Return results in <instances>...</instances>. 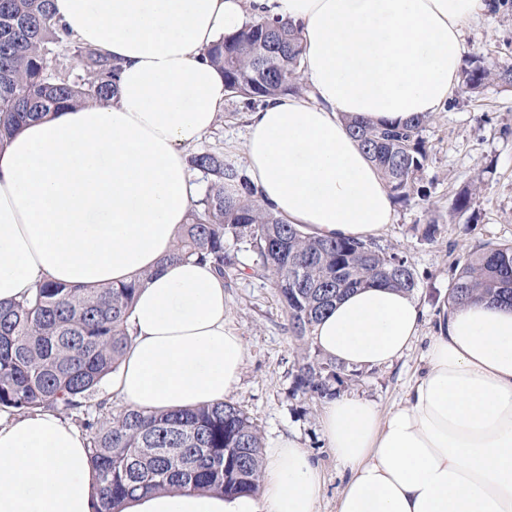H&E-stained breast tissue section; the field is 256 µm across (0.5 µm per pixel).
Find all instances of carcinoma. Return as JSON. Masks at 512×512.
Masks as SVG:
<instances>
[{"label":"carcinoma","instance_id":"carcinoma-1","mask_svg":"<svg viewBox=\"0 0 512 512\" xmlns=\"http://www.w3.org/2000/svg\"><path fill=\"white\" fill-rule=\"evenodd\" d=\"M298 28L279 19L246 24L204 56L224 73L229 94L254 110L302 86ZM119 66L74 43L54 18L53 0H0V146L32 119L50 111L108 103ZM512 86V68L477 60L462 70L465 93L487 84ZM429 116L403 124L353 119L351 134L380 170L391 199L426 200L420 187L429 154L423 131ZM189 169L205 188L191 207L172 258L209 264L222 278L241 274L239 253L253 258L251 275L277 291L288 333L302 343L294 390L333 396L336 364L313 346L314 328L337 300L384 283L413 294L417 272L402 252L370 241L314 239L257 199L254 184L210 150L188 153ZM476 187L451 201L467 212ZM449 288L455 305L481 300L512 303V242L485 243L457 261ZM140 281L119 288L42 282L31 293L0 303V411L49 409L74 420L89 441L97 473L92 512H123L127 498L169 488H203L223 495L259 489L262 438L249 415L232 402L147 412L112 408L103 385L130 342L129 317Z\"/></svg>","mask_w":512,"mask_h":512}]
</instances>
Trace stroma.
<instances>
[{
  "label": "stroma",
  "instance_id": "obj_1",
  "mask_svg": "<svg viewBox=\"0 0 512 512\" xmlns=\"http://www.w3.org/2000/svg\"><path fill=\"white\" fill-rule=\"evenodd\" d=\"M484 56L497 67H512V8L477 16L465 29L461 59ZM454 105L433 113L423 137L429 164L420 205H394V220L376 237L389 252H403L420 276L416 297L424 310L421 335L402 360L388 367L342 375L337 392L364 398L388 410L398 404L424 367L423 356L435 314L448 299L456 262L479 244L512 241V90L487 86L476 97L454 93ZM249 112L226 98L214 128L198 148L220 153L225 163L246 170L244 135ZM478 182L471 209L448 211V199L462 186ZM437 224L434 243L421 241L425 225ZM227 316L247 348L240 389L231 402L258 425L264 446L282 435L294 436L319 462L324 486L318 512H336L345 471L320 433L322 400L293 392L298 343L287 331V316L269 281L242 274L225 288Z\"/></svg>",
  "mask_w": 512,
  "mask_h": 512
}]
</instances>
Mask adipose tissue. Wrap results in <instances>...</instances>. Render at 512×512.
Returning <instances> with one entry per match:
<instances>
[{
	"instance_id": "ef3b65f1",
	"label": "adipose tissue",
	"mask_w": 512,
	"mask_h": 512,
	"mask_svg": "<svg viewBox=\"0 0 512 512\" xmlns=\"http://www.w3.org/2000/svg\"><path fill=\"white\" fill-rule=\"evenodd\" d=\"M493 0H54L70 37L121 70L107 105L29 121L0 150V301L49 280L120 287L139 275L131 342L108 391L159 411L223 401L246 355L224 281L170 254L196 198L186 149L228 91L203 57L245 22L299 26L312 99L251 113L245 153L260 199L316 238L372 241L393 222L389 190L348 116L403 123L453 96L461 37ZM411 295L375 284L337 301L314 346L350 370L403 358L420 336ZM426 367L381 412L341 395L321 436L348 472L336 512H512V307L442 305ZM88 438L64 415L0 416V512H91ZM323 472L281 437L259 493L141 494L124 512H317Z\"/></svg>"
}]
</instances>
